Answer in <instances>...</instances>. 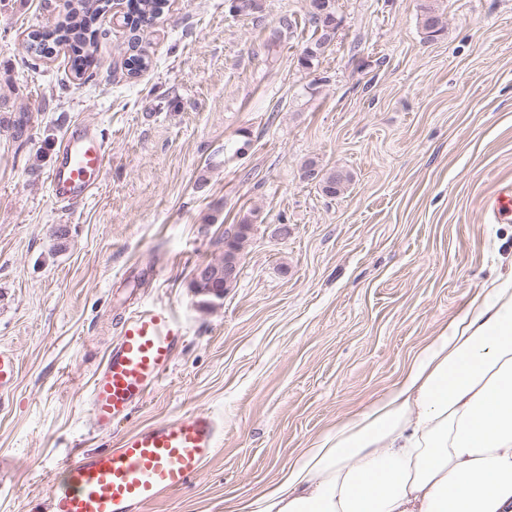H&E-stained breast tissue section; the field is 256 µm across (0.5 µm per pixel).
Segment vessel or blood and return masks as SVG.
Returning <instances> with one entry per match:
<instances>
[{
    "label": "vessel or blood",
    "instance_id": "vessel-or-blood-1",
    "mask_svg": "<svg viewBox=\"0 0 512 512\" xmlns=\"http://www.w3.org/2000/svg\"><path fill=\"white\" fill-rule=\"evenodd\" d=\"M59 153L48 180L55 200L69 206L100 187L108 152L94 128L78 123L67 131ZM182 341L168 312L147 307L130 312L93 375L88 401L96 432L110 431L144 402L168 372ZM18 374L13 354L0 348V393L15 385ZM220 440L217 419L205 411L155 421L124 437L118 448L83 452L68 462L53 486L47 512H145L149 503L196 477Z\"/></svg>",
    "mask_w": 512,
    "mask_h": 512
}]
</instances>
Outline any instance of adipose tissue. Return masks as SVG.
<instances>
[{
	"label": "adipose tissue",
	"instance_id": "obj_1",
	"mask_svg": "<svg viewBox=\"0 0 512 512\" xmlns=\"http://www.w3.org/2000/svg\"><path fill=\"white\" fill-rule=\"evenodd\" d=\"M228 512H512V270Z\"/></svg>",
	"mask_w": 512,
	"mask_h": 512
}]
</instances>
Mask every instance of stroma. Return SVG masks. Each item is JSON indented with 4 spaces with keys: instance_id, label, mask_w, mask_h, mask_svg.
I'll return each mask as SVG.
<instances>
[{
    "instance_id": "obj_1",
    "label": "stroma",
    "mask_w": 512,
    "mask_h": 512,
    "mask_svg": "<svg viewBox=\"0 0 512 512\" xmlns=\"http://www.w3.org/2000/svg\"><path fill=\"white\" fill-rule=\"evenodd\" d=\"M258 2L169 0L135 35L149 66L133 78L134 35L104 17L83 81L69 48L26 49L63 0H0V348L19 366L0 395V512H46L58 464L196 411L221 422L218 451L145 512H224L380 397L512 266V220L486 207L512 186V0H437L434 40L421 0H337L336 38L307 69L308 0ZM81 121L109 161L65 207L48 174ZM311 160L351 171L343 194L305 179ZM245 221L238 282L202 308L194 270ZM139 306L168 311L185 341L98 435L92 377ZM420 23L427 39L434 40L444 31L443 13L430 3L420 4Z\"/></svg>"
}]
</instances>
